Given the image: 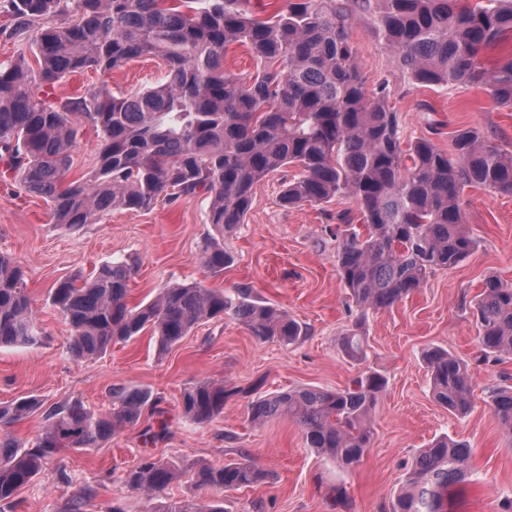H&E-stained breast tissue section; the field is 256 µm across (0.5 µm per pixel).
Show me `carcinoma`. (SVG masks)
Here are the masks:
<instances>
[{"mask_svg":"<svg viewBox=\"0 0 512 512\" xmlns=\"http://www.w3.org/2000/svg\"><path fill=\"white\" fill-rule=\"evenodd\" d=\"M249 0H6L14 20L0 34L30 45L0 65V158L25 191L50 205L55 223L77 229L114 210H148L160 197L209 194L207 223L221 236L205 240L201 262L211 276L233 263L224 249L252 208L254 189L269 174L298 172L280 193L294 208L334 198L357 204L362 229L336 230V267L357 312L338 347L348 360L366 359L364 326L381 311L423 287L438 268L468 258L476 240L466 224L462 192L468 186L512 193V153L477 128L456 131L454 152L428 136L404 141L387 86L372 92L357 61L350 30L371 15L381 41L416 86L463 84L483 89L497 105L512 106V54L488 66L484 54L512 35V0H288L267 20ZM232 45L245 47L260 74L244 80L224 67ZM152 56L164 81L130 93L98 86L83 96L51 100L45 87L88 68L108 74ZM100 138L88 175L67 180L78 126ZM130 269L102 265L79 284L65 278L49 302L71 325L70 352L78 360L105 354L112 344L148 330L164 356L199 324L231 317L257 341L299 342L306 332L249 288L224 292L200 282L174 284L135 305ZM481 358L512 355V285L491 276L473 305ZM41 341L22 267L0 254V346ZM434 399L448 411L471 409L466 362L443 348L426 354ZM489 388L490 406L512 434V385ZM376 370L344 389L304 387L252 400L253 425L286 418L307 447L346 471L373 442L370 413L386 387ZM242 390L200 381L181 395L183 415L198 424L224 413ZM160 397L135 385L112 389V408L81 401L57 403L31 441L0 429V504L13 502L44 464L65 448H97L119 429L154 412ZM44 406L34 396L0 405V426ZM180 476L153 456L127 471L123 484L154 502L150 512H224L220 495L262 483L266 470L230 459L199 464L192 475L209 498L156 502ZM470 450L447 437L422 449L408 489L392 512H450L456 492L471 481ZM92 490L68 498L62 512H82Z\"/></svg>","mask_w":512,"mask_h":512,"instance_id":"1","label":"carcinoma"}]
</instances>
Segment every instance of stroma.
Returning a JSON list of instances; mask_svg holds the SVG:
<instances>
[{
  "instance_id": "1",
  "label": "stroma",
  "mask_w": 512,
  "mask_h": 512,
  "mask_svg": "<svg viewBox=\"0 0 512 512\" xmlns=\"http://www.w3.org/2000/svg\"><path fill=\"white\" fill-rule=\"evenodd\" d=\"M351 39L367 88L386 84L389 105L398 112L405 139L425 135V115L439 122L436 144L450 149L455 131L476 127L512 151V107L497 106L486 92L467 86L409 85L397 58L381 44L368 16L356 20ZM158 59H136L101 75L92 70L54 85L57 98H75L107 82L116 92H133L161 82ZM428 112H421V105ZM284 173L271 174L256 188L244 224L225 244L234 256L223 275L212 277L201 264V249L213 227L207 222L209 197L200 192L160 200L148 211H115L71 230L54 223L46 202L26 193L13 174L0 170V253L24 271L37 325L44 334L35 346L0 347V403L35 395L46 405L81 400L108 406L111 388L135 384L161 397L168 437L143 436L148 419L120 430L101 447L66 449L47 462L33 482L18 491L12 512H61L76 489L91 487L87 512H106L120 500L125 512H147L148 502L126 491L123 478L141 457L177 463L178 481L164 498L196 497L192 470L197 463L248 459L268 470L262 485L224 495L228 512H336L332 495L344 488L351 512H391L414 459L431 440L446 435L471 448L474 480L457 497L455 512H499L512 500V436L488 405V389L501 375L512 376V356L479 361L472 305L485 278L512 284V193L465 189L466 221L477 247L465 261L435 271L424 288L392 308L369 315L368 358L363 366L342 356L337 342L355 319L336 272L335 216L355 211L354 202L289 209L278 197ZM127 262L130 301H150L158 288L199 282L233 291L240 287L306 328L298 344L261 343L230 318L195 328L166 356H158L150 334L118 342L96 360L75 361L69 350V324L50 305L48 293L68 277H90L103 264ZM440 346L468 361L473 375V409L464 417L434 401L424 355ZM381 372L387 386L371 413L374 442L359 464L346 472L307 448L299 426L276 419L263 426L247 419V401L229 402L220 418L196 424L182 413L185 387L203 380L257 388L265 395L294 387L329 390L348 386L361 368Z\"/></svg>"
}]
</instances>
